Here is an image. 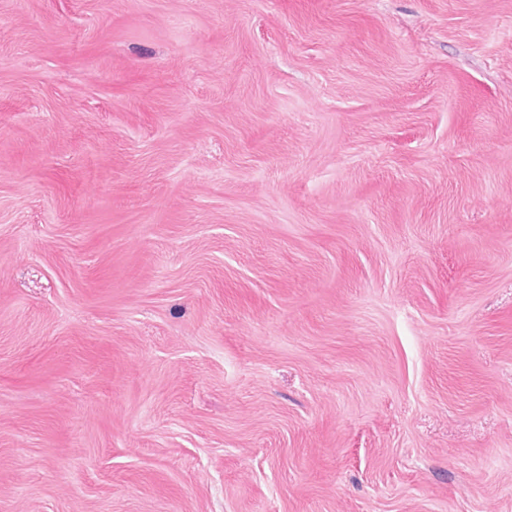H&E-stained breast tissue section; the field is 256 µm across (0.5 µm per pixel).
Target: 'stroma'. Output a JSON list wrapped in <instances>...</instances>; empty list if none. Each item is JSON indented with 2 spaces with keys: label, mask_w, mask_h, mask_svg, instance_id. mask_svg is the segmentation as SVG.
Returning a JSON list of instances; mask_svg holds the SVG:
<instances>
[{
  "label": "stroma",
  "mask_w": 512,
  "mask_h": 512,
  "mask_svg": "<svg viewBox=\"0 0 512 512\" xmlns=\"http://www.w3.org/2000/svg\"><path fill=\"white\" fill-rule=\"evenodd\" d=\"M0 512H512V0H0Z\"/></svg>",
  "instance_id": "1"
}]
</instances>
